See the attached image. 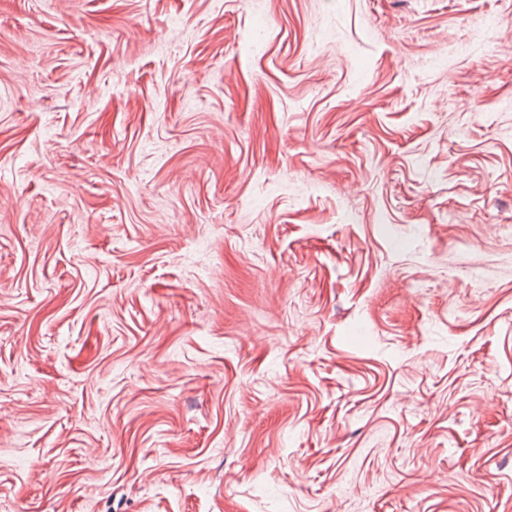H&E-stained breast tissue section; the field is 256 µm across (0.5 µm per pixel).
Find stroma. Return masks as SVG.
Segmentation results:
<instances>
[{"instance_id":"obj_1","label":"stroma","mask_w":512,"mask_h":512,"mask_svg":"<svg viewBox=\"0 0 512 512\" xmlns=\"http://www.w3.org/2000/svg\"><path fill=\"white\" fill-rule=\"evenodd\" d=\"M0 512H512V0H0Z\"/></svg>"}]
</instances>
